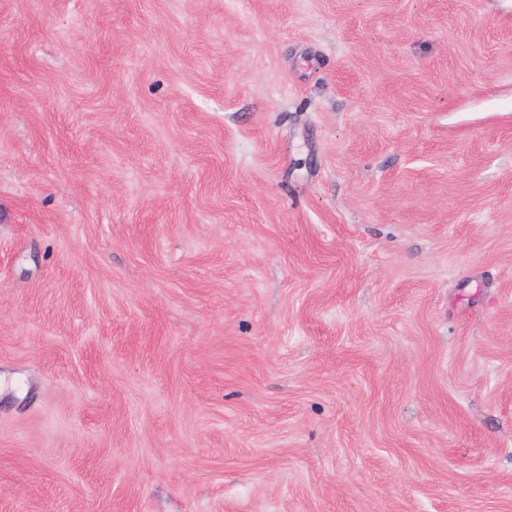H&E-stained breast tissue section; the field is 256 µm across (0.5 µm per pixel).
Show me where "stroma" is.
I'll return each mask as SVG.
<instances>
[{"instance_id": "35a3bbf8", "label": "stroma", "mask_w": 512, "mask_h": 512, "mask_svg": "<svg viewBox=\"0 0 512 512\" xmlns=\"http://www.w3.org/2000/svg\"><path fill=\"white\" fill-rule=\"evenodd\" d=\"M0 512H512V11L0 0Z\"/></svg>"}]
</instances>
